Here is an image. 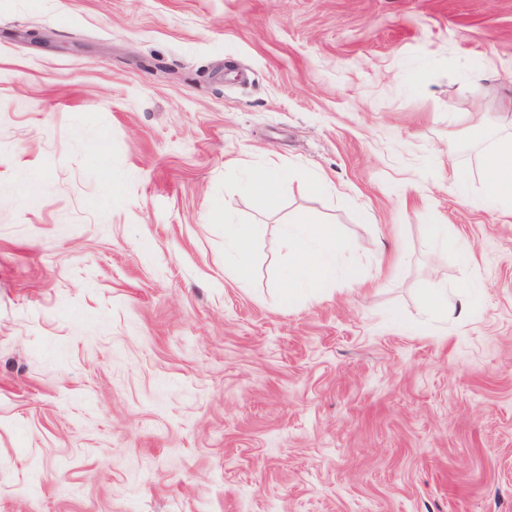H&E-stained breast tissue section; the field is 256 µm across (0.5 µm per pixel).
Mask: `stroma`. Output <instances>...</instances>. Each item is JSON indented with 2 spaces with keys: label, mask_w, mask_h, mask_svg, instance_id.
Here are the masks:
<instances>
[{
  "label": "stroma",
  "mask_w": 512,
  "mask_h": 512,
  "mask_svg": "<svg viewBox=\"0 0 512 512\" xmlns=\"http://www.w3.org/2000/svg\"><path fill=\"white\" fill-rule=\"evenodd\" d=\"M511 97L512 0H0V512H512ZM482 172L490 202L512 211V135L495 139L482 156ZM290 177V173L281 168H268L263 174L250 176L247 189L257 197L266 209H273L277 204V189ZM224 263H229L240 277L245 276L244 258L251 247V229L247 224H236L229 213L224 215ZM293 224L281 235L292 257L284 285L285 304L305 289L327 288L338 271L335 225L320 224L308 215Z\"/></svg>",
  "instance_id": "35a3bbf8"
}]
</instances>
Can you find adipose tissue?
I'll use <instances>...</instances> for the list:
<instances>
[{
  "label": "adipose tissue",
  "instance_id": "obj_1",
  "mask_svg": "<svg viewBox=\"0 0 512 512\" xmlns=\"http://www.w3.org/2000/svg\"><path fill=\"white\" fill-rule=\"evenodd\" d=\"M482 172L490 202L501 211H512L511 134L495 139L484 152ZM282 239L292 257L284 285V303H291L303 290L328 287L339 275L348 282L357 281V266L338 265L335 225L321 224L303 215L285 227Z\"/></svg>",
  "mask_w": 512,
  "mask_h": 512
}]
</instances>
